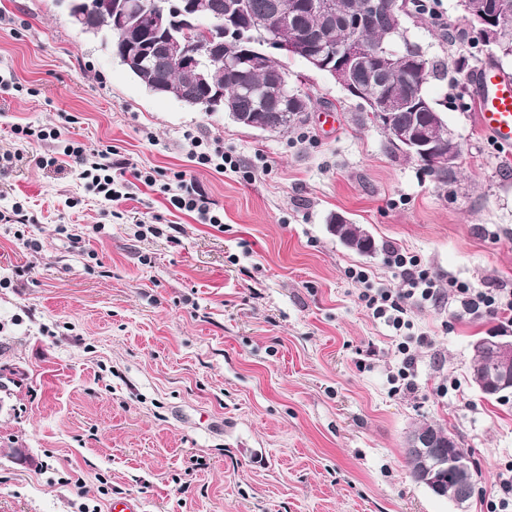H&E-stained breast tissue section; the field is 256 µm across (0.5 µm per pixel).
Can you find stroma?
I'll return each mask as SVG.
<instances>
[{"label":"stroma","instance_id":"35a3bbf8","mask_svg":"<svg viewBox=\"0 0 512 512\" xmlns=\"http://www.w3.org/2000/svg\"><path fill=\"white\" fill-rule=\"evenodd\" d=\"M435 8L438 19L404 25L450 66L427 86L462 145L450 194L302 60L288 74L305 78L310 119L268 133L148 92L60 0H0V71L24 87L0 89V153L16 148L12 126L52 127L68 112L72 138L167 180L190 173L224 214L222 227L199 223L143 186L112 206L73 167L38 168L42 143L0 171V210L19 203L38 218L0 223V279L12 281L0 288V512H108L118 495L142 512H487L512 460V393L488 399L472 385V341L512 326L454 300L413 306L424 342L396 395L399 338L368 316L348 275L400 287L397 249L439 287L512 290V148L450 103L474 99L455 62L488 54L443 37L442 26H465L457 0ZM187 130L218 141L240 171L191 163ZM259 156L267 169L254 168ZM332 213L363 225L376 253L343 246ZM141 221L160 235L139 238ZM18 266L27 279L14 280ZM426 423L472 455L478 485L464 506L409 475L405 437Z\"/></svg>","mask_w":512,"mask_h":512}]
</instances>
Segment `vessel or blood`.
Instances as JSON below:
<instances>
[{
	"instance_id": "1",
	"label": "vessel or blood",
	"mask_w": 512,
	"mask_h": 512,
	"mask_svg": "<svg viewBox=\"0 0 512 512\" xmlns=\"http://www.w3.org/2000/svg\"><path fill=\"white\" fill-rule=\"evenodd\" d=\"M473 86L483 134L497 146L512 148V75L486 61L477 67Z\"/></svg>"
}]
</instances>
